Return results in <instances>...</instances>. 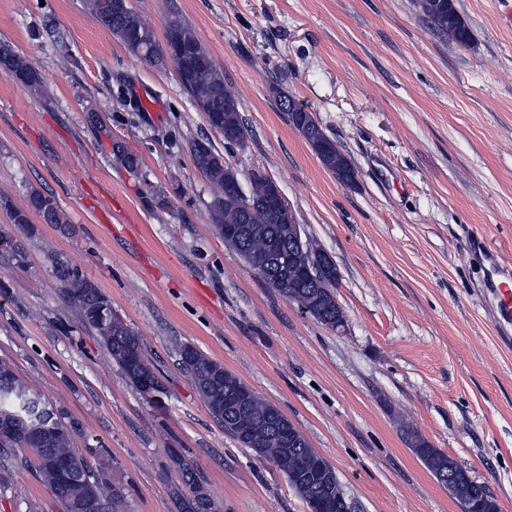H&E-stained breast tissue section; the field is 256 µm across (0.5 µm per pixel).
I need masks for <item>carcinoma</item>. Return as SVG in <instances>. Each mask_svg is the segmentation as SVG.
I'll return each instance as SVG.
<instances>
[{
    "label": "carcinoma",
    "instance_id": "1",
    "mask_svg": "<svg viewBox=\"0 0 512 512\" xmlns=\"http://www.w3.org/2000/svg\"><path fill=\"white\" fill-rule=\"evenodd\" d=\"M123 0H84V8L109 30L129 52L151 64L160 62L162 47L151 29ZM433 32L460 48L472 42V33L455 8L454 0H413ZM176 32L193 52L192 60L205 66L194 78L181 80L193 105L217 114L221 121L214 131L224 142L241 145L246 130L239 100L224 80L208 50L190 25L175 15L165 34ZM0 69L36 90L41 87L37 71L22 56L0 45ZM293 127L300 132L322 164L346 185L356 182V170L336 142L324 132L319 121L293 97L279 96ZM194 166L220 193L209 205L210 221L224 243L235 250L264 284L285 299L297 303L322 325L337 329L344 325V310L336 297L339 279L335 261L312 241L298 247L288 237L281 208L271 202L272 182L256 176L251 181L247 209L235 190L238 173L224 164V157L206 143L191 146ZM28 204L47 224H62L64 216L54 201L39 191L28 196ZM0 250L7 261L21 266L26 252L11 235L0 232ZM52 272L63 285L66 302L76 319L97 332L99 343L116 362L124 378L152 405L161 406L165 386L145 352L138 332L112 309L109 298L57 254L49 256ZM180 365L190 378L210 414L224 429L256 456L273 462L288 478L304 503L322 502V512H344L352 505L335 468L315 449L305 435L274 404L256 392L224 366L185 344L179 350ZM246 391L241 406L229 403L231 392ZM80 425L65 411L35 394L20 381L10 363L0 360V458L16 469L30 471L62 506V512H81L78 504L87 497L104 498L112 512H120L122 491L113 487L108 465L91 460L95 451L75 447ZM406 442L436 480L460 503L463 512H497L486 486L468 480L464 466H449L452 458L433 447L417 431L406 432ZM171 463L188 491H176L182 498V512H211L214 501L209 488L196 477L190 460L171 450Z\"/></svg>",
    "mask_w": 512,
    "mask_h": 512
}]
</instances>
